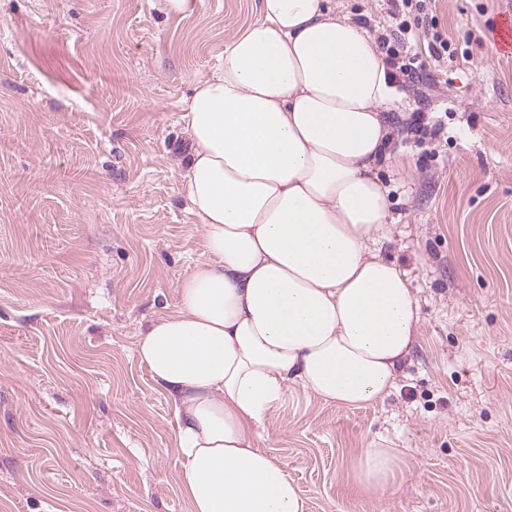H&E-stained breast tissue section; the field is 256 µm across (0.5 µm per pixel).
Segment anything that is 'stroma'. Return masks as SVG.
Here are the masks:
<instances>
[{
    "label": "stroma",
    "instance_id": "obj_1",
    "mask_svg": "<svg viewBox=\"0 0 512 512\" xmlns=\"http://www.w3.org/2000/svg\"><path fill=\"white\" fill-rule=\"evenodd\" d=\"M198 2L0 0V512H189L175 408L135 346L205 257L183 101L259 17ZM431 14L456 57L398 92L382 174L417 340L383 402L295 387L272 410L261 446L307 512H512V49L493 34L512 0ZM379 439L396 467L375 494L351 464Z\"/></svg>",
    "mask_w": 512,
    "mask_h": 512
}]
</instances>
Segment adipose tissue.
Wrapping results in <instances>:
<instances>
[{"label":"adipose tissue","mask_w":512,"mask_h":512,"mask_svg":"<svg viewBox=\"0 0 512 512\" xmlns=\"http://www.w3.org/2000/svg\"><path fill=\"white\" fill-rule=\"evenodd\" d=\"M394 97L377 41L332 0H260L184 101L182 180L206 258L136 354L174 403L189 512H306L259 446L270 412L292 385L347 409L396 386L419 305L380 254ZM394 464L373 442L353 476L375 493Z\"/></svg>","instance_id":"1"}]
</instances>
